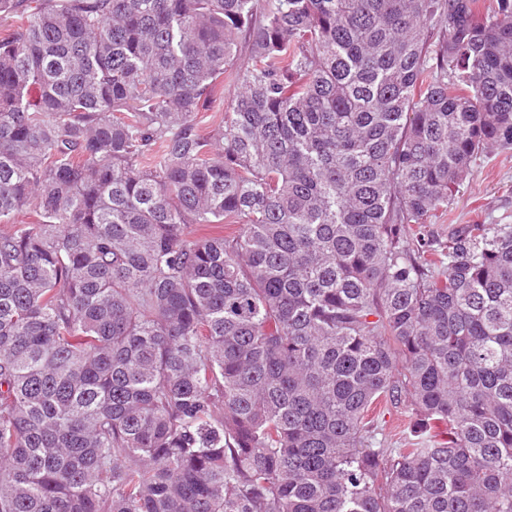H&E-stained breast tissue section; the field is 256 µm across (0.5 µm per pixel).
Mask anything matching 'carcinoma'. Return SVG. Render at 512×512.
I'll list each match as a JSON object with an SVG mask.
<instances>
[{"instance_id":"cac0c4a2","label":"carcinoma","mask_w":512,"mask_h":512,"mask_svg":"<svg viewBox=\"0 0 512 512\" xmlns=\"http://www.w3.org/2000/svg\"><path fill=\"white\" fill-rule=\"evenodd\" d=\"M7 15L0 512H512V224H427L512 151V0ZM404 407L378 405L372 416L375 418L376 431L373 433L372 446L375 448H410L413 439L405 426Z\"/></svg>"}]
</instances>
